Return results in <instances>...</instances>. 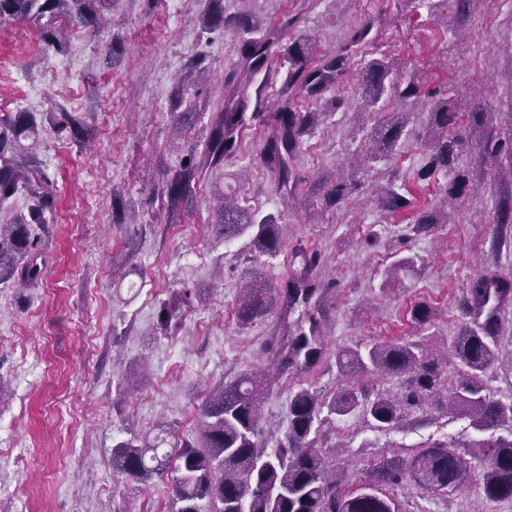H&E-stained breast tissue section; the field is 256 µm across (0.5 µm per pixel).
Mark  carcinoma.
I'll return each mask as SVG.
<instances>
[{
    "instance_id": "cac0c4a2",
    "label": "carcinoma",
    "mask_w": 512,
    "mask_h": 512,
    "mask_svg": "<svg viewBox=\"0 0 512 512\" xmlns=\"http://www.w3.org/2000/svg\"><path fill=\"white\" fill-rule=\"evenodd\" d=\"M61 4L73 5V18L86 26L93 21L88 10L92 0H0V18L37 23L43 14ZM233 25L247 33L252 16L209 13L203 26ZM300 26L299 15L285 13L278 24L261 38H244L239 47L236 70L224 81V102L212 113L201 155L190 152L172 176L156 185L152 197L175 209L192 195L203 173L221 168L236 148L246 120L247 84L269 71L279 55L288 58V88L277 94L272 112L264 120L266 137L261 159L272 172L290 202L298 177L294 164L303 138L319 123L317 111L300 112L297 98L316 105L336 107L326 93L349 72L352 58L370 46L375 19L366 18L350 28L346 38L331 54H316L308 39L299 36L283 43L290 30ZM362 97L367 113L378 117L366 135V158L371 163L390 159L405 135L408 113L395 108L418 94L414 79L399 75L392 63L372 58L363 61ZM435 137L428 146L426 162L415 173L419 183L447 177L442 200L462 202L471 194L469 173L462 169L472 146L448 129L457 125L458 113L448 100L432 104L428 112ZM36 137V127L27 112L0 117V199L22 186L47 209L54 187L44 171L27 155L22 141ZM352 183L340 177L331 181L327 197L339 202L349 196ZM383 207L394 213L411 202L394 186L385 190ZM448 223L436 207L423 209L409 218L408 231L426 235L437 224ZM219 233L229 241L249 235L254 253L276 256L281 249V227L271 216L224 204L216 222ZM299 268L275 289L247 285L237 308L241 325L264 319L278 311L280 344L270 349L271 361L281 374L300 377L310 373L324 354L322 329L308 307L322 287L316 274L323 256L314 249L297 254ZM46 259L37 248L32 225L0 224V284H34L41 279ZM194 307V293L175 290L158 309L156 331L174 335L186 313ZM304 312L297 321L290 316ZM512 335V272L483 275L474 280L462 308V322L453 340L456 376L443 378L439 366L428 360L419 345L374 342L364 349L345 348L336 359L338 370L357 369L402 378L400 395L369 394L359 386L344 387L327 400L310 386H289L287 442L266 452L258 441L262 401L269 382L259 370L240 375L235 381L210 394L201 406V427L193 437L170 445L162 453L165 439L155 444L132 433L112 448V470L137 481L171 471L172 494L169 512H402L392 491L407 482L428 493L457 491L470 476L460 448H478L486 460L480 484L486 499L512 500V438L499 436L465 445L434 443L413 451L409 459L381 460L361 487L353 489L348 470L329 460L331 453L318 446L319 428L332 416L359 415L379 429H392L408 412L425 411L445 395L448 410H462L474 429H507L512 435V395L503 399L487 385V370L498 359V337Z\"/></svg>"
}]
</instances>
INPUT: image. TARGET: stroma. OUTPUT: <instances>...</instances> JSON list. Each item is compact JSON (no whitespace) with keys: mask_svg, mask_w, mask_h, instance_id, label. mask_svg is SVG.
Wrapping results in <instances>:
<instances>
[{"mask_svg":"<svg viewBox=\"0 0 512 512\" xmlns=\"http://www.w3.org/2000/svg\"><path fill=\"white\" fill-rule=\"evenodd\" d=\"M209 8L253 11L264 29L284 13H302L324 54L347 28L375 16L371 57L394 62L419 87L406 106L408 134L391 159L364 171L355 157L361 126L374 124L361 112L356 65L332 93L340 108L301 143L289 205L260 161L264 129L254 115L237 153L206 173L188 206L172 214L149 204L163 170L178 167L191 144H204L224 75L238 62L239 29L202 27ZM102 15L90 27L61 12L36 24L0 19V117L31 113L33 156L55 188L53 212L38 230L42 279L0 285V512H166L170 473L128 480L113 472L112 448L132 432L163 431L172 442L194 435L212 389L269 366L276 315L243 328L236 306L252 280L277 287L297 245L324 256V356L312 386L327 398L348 383L398 389L387 376L340 373L336 356L347 346L417 342L453 368V330L470 282L512 270V255L492 248L499 193L512 191V0H473L463 19L455 0H113ZM47 32L60 36L61 50L46 47ZM194 59L206 78L188 88L179 77ZM451 85L457 131L474 146L467 166L477 188L448 223L414 237L380 197L393 182L410 184L421 204L437 199L436 184L412 178L434 136L429 105ZM192 108L199 113L192 131L173 138L175 118ZM489 136L500 145L493 155L479 150ZM333 173L348 174L356 187L328 207ZM225 199L275 216L284 228L279 255L259 256L246 239L218 236L213 222ZM405 258L411 266L387 283V270ZM184 288L203 289L202 302L176 335L156 333L160 302ZM419 303L431 311L422 327L411 315ZM262 413L261 443L272 450L288 431L287 381L270 388ZM480 437L465 415L442 404L389 431L339 417L319 443L348 460L358 482L383 456ZM396 496L404 512L478 505L512 512L510 502L484 499L475 479L448 494L403 487Z\"/></svg>","mask_w":512,"mask_h":512,"instance_id":"stroma-1","label":"stroma"}]
</instances>
